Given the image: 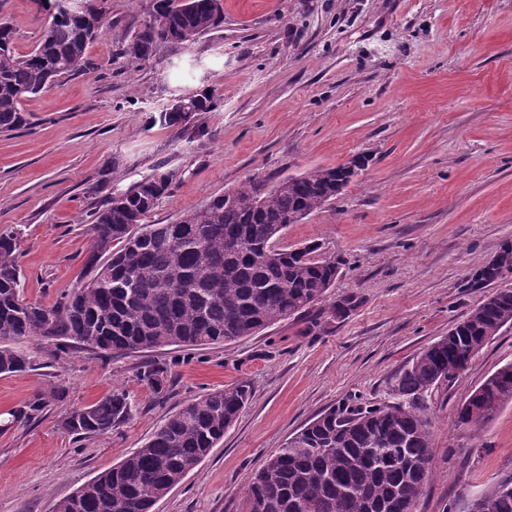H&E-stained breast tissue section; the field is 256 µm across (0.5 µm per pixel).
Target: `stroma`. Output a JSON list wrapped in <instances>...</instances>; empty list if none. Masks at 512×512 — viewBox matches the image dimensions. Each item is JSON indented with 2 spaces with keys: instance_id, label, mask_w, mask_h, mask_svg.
<instances>
[{
  "instance_id": "35a3bbf8",
  "label": "stroma",
  "mask_w": 512,
  "mask_h": 512,
  "mask_svg": "<svg viewBox=\"0 0 512 512\" xmlns=\"http://www.w3.org/2000/svg\"><path fill=\"white\" fill-rule=\"evenodd\" d=\"M223 5L217 29L159 46L134 69L122 51L152 0H112L89 66L27 98L29 126L0 133V232L19 234L22 296L53 304L84 275L87 228L106 191L172 172L149 217L170 224L249 178L274 184L363 156L350 184L281 239L319 244L339 275L320 304L224 346L105 360L17 342L34 366L0 374V413L53 385L68 398L0 432V512H48L186 401L237 384L251 396L223 443L152 512H246L247 481L271 453L326 411L390 402L394 377L491 292L468 281L512 242V0ZM0 20L20 54L44 30L34 0H0ZM192 91L213 96L215 109L179 126L153 122ZM347 296L353 307L336 316ZM509 362L512 325L426 394L433 476L417 512H470L512 478V401L481 425L455 424L471 392ZM150 364L170 371L163 396L139 377ZM113 392L132 411L112 432L78 440L60 428L64 413Z\"/></svg>"
}]
</instances>
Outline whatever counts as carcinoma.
Segmentation results:
<instances>
[{
	"label": "carcinoma",
	"instance_id": "obj_1",
	"mask_svg": "<svg viewBox=\"0 0 512 512\" xmlns=\"http://www.w3.org/2000/svg\"><path fill=\"white\" fill-rule=\"evenodd\" d=\"M48 25L26 55H15L13 29L0 22V133L28 124L23 101L61 85L88 64L87 51L106 28L110 6L73 11L65 0H42ZM222 0H155L149 20L123 49L139 67L161 44L179 47L218 28ZM212 97L173 99L153 120L180 125L187 112H210ZM351 164L316 169L272 189L251 180L189 210L173 224L134 223L170 189V172L141 178L106 195L88 232L97 257L87 258L89 279L53 305L20 297L18 234L0 233V374L31 368L9 343L23 338L54 342L55 353L88 349L101 356L165 347L237 342L298 315L321 301L336 280L338 262L315 255L317 245H280L284 230L336 197L337 185L357 175ZM499 262L477 268L482 285L512 270V244ZM463 332L424 348L390 384L394 402L383 407L332 410L269 455L245 489L247 512H411L432 478V438L425 393L448 379V365L469 360L512 325V287L489 294L460 320ZM169 370L139 372L157 395ZM64 390L35 392L6 412L3 426L26 424L64 399ZM249 399L244 385L215 390L168 415L150 439L112 468L52 503L50 512H151L159 499L224 440ZM512 401V362L490 375L457 410L456 425L477 426ZM122 394L111 393L60 420L78 438L104 435L126 420ZM486 512H512V479L482 496Z\"/></svg>",
	"mask_w": 512,
	"mask_h": 512
}]
</instances>
